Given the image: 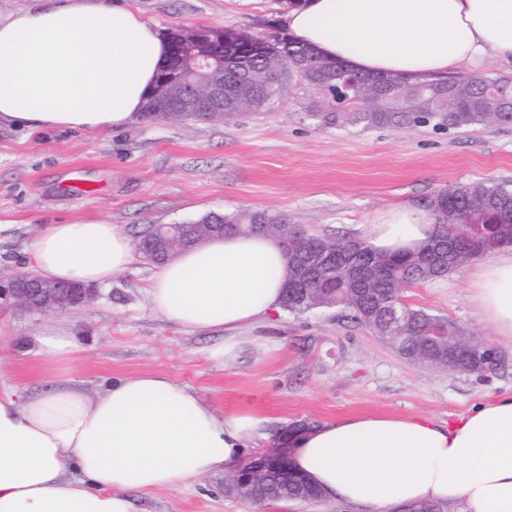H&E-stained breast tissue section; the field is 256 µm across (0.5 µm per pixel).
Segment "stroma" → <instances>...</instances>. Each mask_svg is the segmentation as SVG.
Returning a JSON list of instances; mask_svg holds the SVG:
<instances>
[{
	"label": "stroma",
	"mask_w": 512,
	"mask_h": 512,
	"mask_svg": "<svg viewBox=\"0 0 512 512\" xmlns=\"http://www.w3.org/2000/svg\"><path fill=\"white\" fill-rule=\"evenodd\" d=\"M161 34L188 27L288 35L284 0H121ZM323 98L296 75L274 105L225 123L139 120L84 133L0 125V277L29 269L30 246L50 224L94 221L133 237L238 208L286 214L318 237L362 236L389 207L472 182H512V124L473 131L321 127ZM472 263L406 290L408 303L443 316L465 336L497 347L506 369L478 377L402 358L341 309L274 313L244 333L237 359L214 360L219 334L179 327L154 312L146 288L154 263L135 255L82 313L0 310V389L50 387L61 378L96 393L112 380L161 373L221 415L267 420L240 463L292 447V430L365 415L453 423L512 393V338L497 335L471 299ZM70 332L71 359L48 363L35 337ZM226 473L189 485L129 491L132 512H355L338 500H282L259 508L229 493Z\"/></svg>",
	"instance_id": "35a3bbf8"
}]
</instances>
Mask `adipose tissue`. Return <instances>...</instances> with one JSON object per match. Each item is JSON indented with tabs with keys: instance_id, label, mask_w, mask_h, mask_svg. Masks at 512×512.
<instances>
[{
	"instance_id": "ef3b65f1",
	"label": "adipose tissue",
	"mask_w": 512,
	"mask_h": 512,
	"mask_svg": "<svg viewBox=\"0 0 512 512\" xmlns=\"http://www.w3.org/2000/svg\"><path fill=\"white\" fill-rule=\"evenodd\" d=\"M295 40L354 70L435 80L487 60L512 63V0H307L288 13ZM167 44L155 26L110 0H50L0 18V124L109 131L136 122ZM433 231L413 205L369 226L382 252L424 245ZM39 273L105 284L132 259L112 225H47L32 244ZM289 259L265 235H227L181 251L149 286L153 309L183 328L220 331L213 358L233 362L238 333L280 311ZM472 299L512 337V247L474 266ZM265 420L218 415L193 390L158 373L113 381L96 394L75 380L24 399L0 394V512H131L127 491L149 492L222 472ZM295 468L360 512L421 501L463 512H512V395L452 424L352 417L294 442Z\"/></svg>"
}]
</instances>
